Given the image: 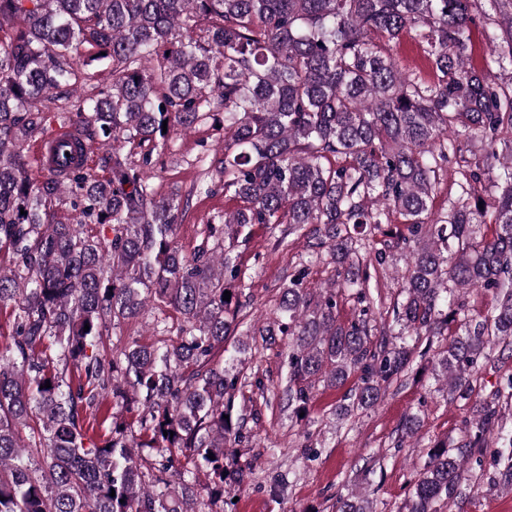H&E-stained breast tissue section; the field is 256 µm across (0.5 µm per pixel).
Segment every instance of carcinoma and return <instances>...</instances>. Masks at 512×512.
I'll use <instances>...</instances> for the list:
<instances>
[{
    "mask_svg": "<svg viewBox=\"0 0 512 512\" xmlns=\"http://www.w3.org/2000/svg\"><path fill=\"white\" fill-rule=\"evenodd\" d=\"M406 36L429 77L394 56ZM208 118L236 207L186 255L185 197L210 189L161 196L148 172ZM55 123L111 147L108 175L31 178L27 146ZM256 224L316 240L261 325L236 253ZM397 255L390 299L373 274ZM316 262L332 278L311 288ZM475 291L491 296L479 319ZM3 310L0 512H224V488L252 478L228 451L252 439L244 392L297 418L352 379L343 419L444 336L435 381L468 416L428 446L405 512H449L465 486L512 493V374L482 400L472 385L512 352V0H0ZM147 312L175 336H123ZM257 335L288 337L285 387L247 373ZM333 512L377 509L358 487Z\"/></svg>",
    "mask_w": 512,
    "mask_h": 512,
    "instance_id": "1",
    "label": "carcinoma"
}]
</instances>
